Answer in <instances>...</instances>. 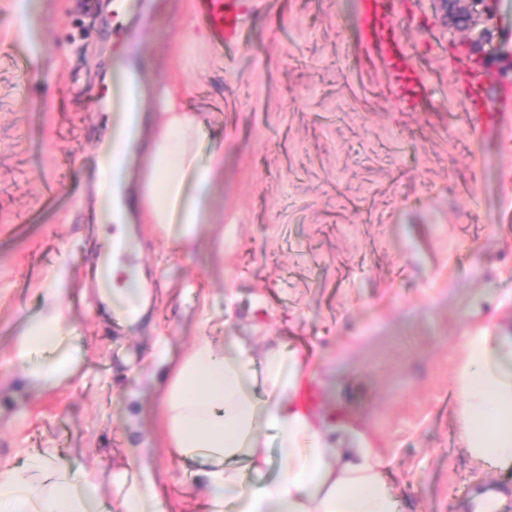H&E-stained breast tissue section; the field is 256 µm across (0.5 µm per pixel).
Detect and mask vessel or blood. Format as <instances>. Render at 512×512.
<instances>
[{
  "mask_svg": "<svg viewBox=\"0 0 512 512\" xmlns=\"http://www.w3.org/2000/svg\"><path fill=\"white\" fill-rule=\"evenodd\" d=\"M360 46L365 55L377 59L389 74L395 97L409 112L416 111L427 94L426 84L412 63L397 23V0H358ZM206 20L218 43L238 39L242 21L237 0H209ZM467 107L474 113L479 135L501 133L503 113L484 109L480 79L465 88Z\"/></svg>",
  "mask_w": 512,
  "mask_h": 512,
  "instance_id": "vessel-or-blood-1",
  "label": "vessel or blood"
}]
</instances>
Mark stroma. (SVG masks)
Listing matches in <instances>:
<instances>
[{
    "label": "stroma",
    "mask_w": 512,
    "mask_h": 512,
    "mask_svg": "<svg viewBox=\"0 0 512 512\" xmlns=\"http://www.w3.org/2000/svg\"><path fill=\"white\" fill-rule=\"evenodd\" d=\"M407 9L428 90L414 112L362 55L356 0H249L227 48L193 40L199 0H43L39 54L10 35L16 0H0V462L34 448L96 467L116 512L113 472L145 458L170 512H210L137 409L163 382L158 339L177 359L197 337L239 336L309 355L320 415L365 433L398 512H463L488 484L512 493V468L479 466L462 447L453 383L467 331L512 322V105L503 137L479 136L459 92L475 54L437 0ZM486 25L495 108L512 101V0H493ZM114 68L142 75L150 112L178 89L205 121V147L224 148L197 250L131 219L141 249L121 260L150 290L136 331L89 277L103 251L95 188ZM58 276L84 360L39 391L10 356Z\"/></svg>",
    "instance_id": "35a3bbf8"
}]
</instances>
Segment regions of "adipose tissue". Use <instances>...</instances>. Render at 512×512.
Instances as JSON below:
<instances>
[{
	"label": "adipose tissue",
	"mask_w": 512,
	"mask_h": 512,
	"mask_svg": "<svg viewBox=\"0 0 512 512\" xmlns=\"http://www.w3.org/2000/svg\"><path fill=\"white\" fill-rule=\"evenodd\" d=\"M112 91L119 114L99 150L98 219L115 225L107 240L130 247L126 233L127 171L142 130L144 97L135 73L120 69ZM202 123L180 97L165 92L142 181L140 205L182 248L199 239L210 190L222 173L223 153L200 159ZM104 295L122 323L135 326L144 290L135 269L111 264ZM64 286L49 294L48 308L27 322L15 358L24 377L41 390L73 375L79 357L68 344ZM456 372L462 441L468 456L485 466H512V331L479 328L465 343ZM155 356L169 364L154 408L171 456L192 465L211 512H397L383 479L385 461L353 426L314 419L297 405L304 383L313 382L308 360L281 344L262 354L236 339L199 337L186 356L170 362L165 344ZM277 431L280 469L270 480L269 443ZM124 491L120 512H165L164 488L149 464L113 476ZM0 512H102L100 486L91 471L50 467L37 451L23 465H0Z\"/></svg>",
	"instance_id": "ef3b65f1"
}]
</instances>
